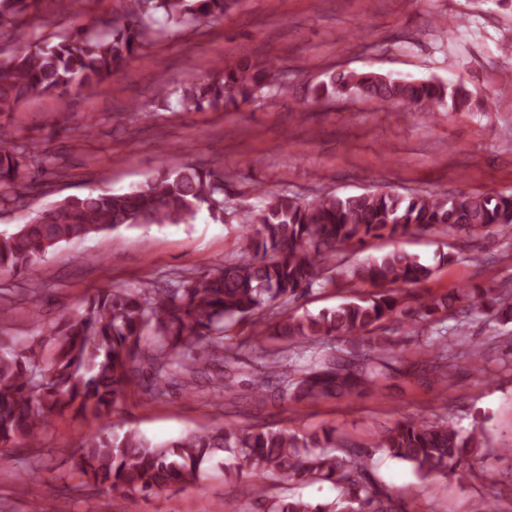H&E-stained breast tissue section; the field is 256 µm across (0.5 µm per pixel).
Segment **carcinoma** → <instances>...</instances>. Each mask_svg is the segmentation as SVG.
Masks as SVG:
<instances>
[{"instance_id":"1","label":"carcinoma","mask_w":512,"mask_h":512,"mask_svg":"<svg viewBox=\"0 0 512 512\" xmlns=\"http://www.w3.org/2000/svg\"><path fill=\"white\" fill-rule=\"evenodd\" d=\"M42 0H7L0 28L17 31ZM229 0H124L111 28L96 22L40 37L42 44L0 56V114L14 111L22 99L57 90L90 94L112 70L148 48L165 32L195 28L224 16ZM170 106L197 111L237 107L267 93L288 94L274 59L251 54L219 63L172 90L166 78L156 83ZM355 95L411 110L459 111L470 105L462 86L440 80H399L375 72L339 71L317 89V98ZM59 155L0 123V208H18L21 190L44 189L41 177L54 172ZM224 168L189 161L176 170L148 176L130 192L91 191L69 196L28 215L11 233L0 232V273L17 275L62 243L135 224H190L205 209L224 220L235 211L225 205ZM240 250L212 271L181 274L170 285L145 282L134 289H101L56 325L50 353L34 340L19 348L0 339V446H28L41 436L55 414L66 411L102 419L126 393L135 362L151 363L152 396L166 393L180 378L200 372L224 350V332L264 311L277 317L273 330L253 332L259 344L268 334L281 340L276 370L255 380V395L280 401L318 400L352 395L374 384L377 367H356L348 351L330 345L342 339L367 358L388 354L430 355V348L404 349L384 323L400 316L411 325L440 322L462 304L472 313H495L512 320V284L463 288L421 309L403 300L402 290L426 282L433 269L404 251L350 264L346 248L370 238L404 235L411 229L447 227L481 238L512 225V193L405 195L367 191L326 192L299 198L286 192L265 197L241 218ZM375 291L354 296L317 315L288 313V304L313 286ZM483 430L468 434L445 420L414 417L396 422L375 437L374 448L410 464L425 479L448 472L463 480L482 448ZM228 454L242 480L240 492L261 505L259 512H395L390 492L368 481V458L357 447L338 446L332 433L301 435L286 427L237 428L156 443L138 430L101 433L84 440L71 471L112 491L158 494L198 481L203 465ZM278 478L297 483L331 482L341 495L331 503L301 497L262 501L263 484Z\"/></svg>"}]
</instances>
